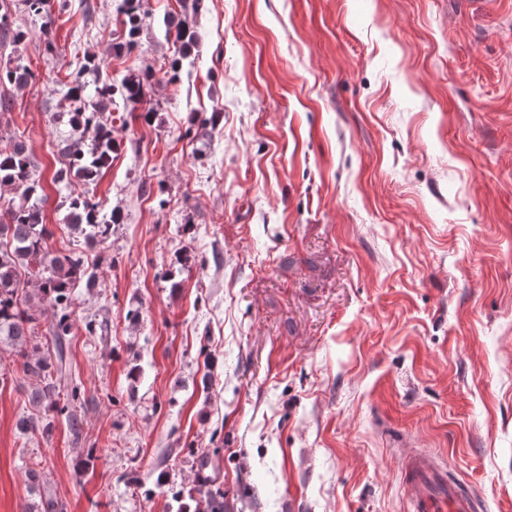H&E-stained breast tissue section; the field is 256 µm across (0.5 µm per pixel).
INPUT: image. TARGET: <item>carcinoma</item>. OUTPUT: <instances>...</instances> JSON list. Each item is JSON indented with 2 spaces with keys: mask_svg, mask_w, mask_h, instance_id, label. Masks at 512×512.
Returning a JSON list of instances; mask_svg holds the SVG:
<instances>
[{
  "mask_svg": "<svg viewBox=\"0 0 512 512\" xmlns=\"http://www.w3.org/2000/svg\"><path fill=\"white\" fill-rule=\"evenodd\" d=\"M29 12L45 19L41 37L45 50L53 51V0H22ZM116 11L123 16L124 34L112 41L113 50L130 54L137 47L143 19L147 14L146 0H115ZM14 0H0V49L6 46L13 53L21 51L29 40L27 30L16 28L11 22ZM167 30H175L180 41L179 57L169 69L159 72L146 65L138 74L113 84L100 75L96 59L89 58L84 73H94L95 95H86L89 82L80 79L67 83L66 98L72 109L56 113L57 122L69 127L57 142L61 167L52 177L61 193V203L69 209L68 224L88 241L108 239L112 225L119 223L117 209L103 213L100 202L70 191L76 181H90L112 165V154L117 150L113 137L112 113L125 112L130 104L142 101L143 89L154 81L174 82L182 70V60L191 54L197 43V34L178 13L166 19ZM33 78V72L21 63L0 65V116L12 109L8 87L24 88ZM0 140L8 146L0 148V187L13 193L5 208L0 210V363L4 355L22 360V371L36 378V385L27 395L29 405L39 412L23 416L17 429L26 435L40 431L51 436L57 418L66 420L72 434L81 436L82 421L77 408L84 400L80 384L61 388L55 375L66 366L65 337L72 333L75 289L96 285L95 276L86 265L84 255L71 252L56 255L49 250L50 232L45 224V195L41 178L36 176V164L24 141L10 127L0 125ZM53 311L52 336L45 342L34 339L32 323L35 311L42 304ZM29 489L35 498L26 512H63V504L42 492L41 471L26 469ZM209 478L189 489L172 490V499L178 503L176 512H224V490L209 489Z\"/></svg>",
  "mask_w": 512,
  "mask_h": 512,
  "instance_id": "cac0c4a2",
  "label": "carcinoma"
}]
</instances>
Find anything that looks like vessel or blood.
I'll return each instance as SVG.
<instances>
[{
	"instance_id": "1",
	"label": "vessel or blood",
	"mask_w": 512,
	"mask_h": 512,
	"mask_svg": "<svg viewBox=\"0 0 512 512\" xmlns=\"http://www.w3.org/2000/svg\"><path fill=\"white\" fill-rule=\"evenodd\" d=\"M451 465L426 451L404 459L409 512H477V499L449 476Z\"/></svg>"
}]
</instances>
